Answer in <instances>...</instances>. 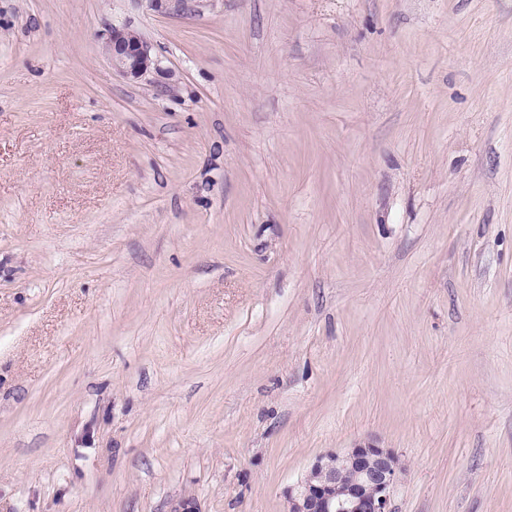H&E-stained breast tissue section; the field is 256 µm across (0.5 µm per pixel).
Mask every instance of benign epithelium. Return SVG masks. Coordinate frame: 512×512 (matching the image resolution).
I'll use <instances>...</instances> for the list:
<instances>
[{
    "instance_id": "1",
    "label": "benign epithelium",
    "mask_w": 512,
    "mask_h": 512,
    "mask_svg": "<svg viewBox=\"0 0 512 512\" xmlns=\"http://www.w3.org/2000/svg\"><path fill=\"white\" fill-rule=\"evenodd\" d=\"M112 68L138 80L155 66L150 46L127 27L113 26L105 41ZM402 471L399 457L373 442L317 456L288 487V512H391V494Z\"/></svg>"
}]
</instances>
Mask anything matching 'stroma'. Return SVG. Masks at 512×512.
<instances>
[{"label":"stroma","mask_w":512,"mask_h":512,"mask_svg":"<svg viewBox=\"0 0 512 512\" xmlns=\"http://www.w3.org/2000/svg\"><path fill=\"white\" fill-rule=\"evenodd\" d=\"M360 441L512 512V0H0V512H288ZM105 51L112 68L128 79L138 80L155 66L148 43L128 27L110 28Z\"/></svg>","instance_id":"obj_1"}]
</instances>
